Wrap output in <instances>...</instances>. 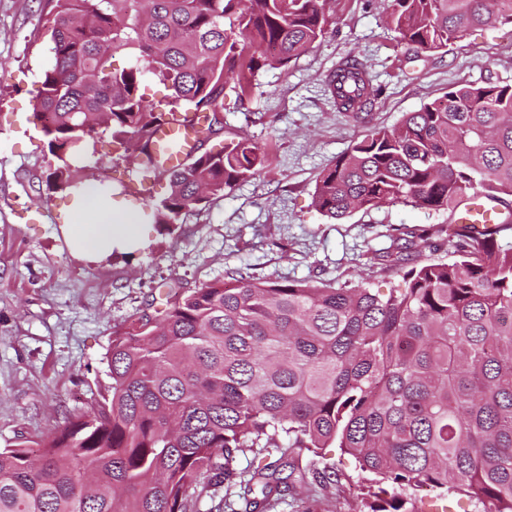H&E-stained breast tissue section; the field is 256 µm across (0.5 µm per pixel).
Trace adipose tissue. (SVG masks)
Instances as JSON below:
<instances>
[{
  "instance_id": "ef3b65f1",
  "label": "adipose tissue",
  "mask_w": 512,
  "mask_h": 512,
  "mask_svg": "<svg viewBox=\"0 0 512 512\" xmlns=\"http://www.w3.org/2000/svg\"><path fill=\"white\" fill-rule=\"evenodd\" d=\"M69 208L73 223L64 225L62 235L74 257L97 262L113 251L132 253L149 239L150 227L125 199L113 197L106 185L73 191Z\"/></svg>"
}]
</instances>
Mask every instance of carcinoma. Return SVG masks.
Here are the masks:
<instances>
[{"label": "carcinoma", "mask_w": 512, "mask_h": 512, "mask_svg": "<svg viewBox=\"0 0 512 512\" xmlns=\"http://www.w3.org/2000/svg\"><path fill=\"white\" fill-rule=\"evenodd\" d=\"M499 0H391L389 22L418 52L441 51L470 29L512 22ZM326 0H46L51 63L34 118L51 155L46 185L98 180L75 166L112 145L136 180L167 181L159 199L134 196L170 226L264 163L247 136L178 168L152 165L154 129L199 115L202 141L241 75L286 68L326 31ZM120 50L128 63L112 64ZM170 91L149 101L146 78ZM337 109L357 120L382 95L354 57L330 76ZM501 208L492 225L414 226L374 259L407 287L260 280L239 271L141 317L112 340L111 385L90 412L49 438L0 448V512H331L341 474L325 449L367 474L359 512H423L417 492L463 495L512 512V85L448 90L374 128L324 168L313 204L339 220L401 202L455 212L475 195ZM446 233L449 260L425 259ZM252 461L241 468L239 455Z\"/></svg>", "instance_id": "obj_1"}]
</instances>
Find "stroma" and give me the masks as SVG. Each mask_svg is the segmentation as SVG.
Here are the masks:
<instances>
[{
    "label": "stroma",
    "mask_w": 512,
    "mask_h": 512,
    "mask_svg": "<svg viewBox=\"0 0 512 512\" xmlns=\"http://www.w3.org/2000/svg\"><path fill=\"white\" fill-rule=\"evenodd\" d=\"M41 0H0V448L39 440L90 410L109 385L107 353L141 316L238 269L259 279L403 287L372 260L402 226L444 225L448 214L400 204L336 221L313 205L321 171L367 128H391L450 88L512 84V24L476 27L436 53H416L387 23L385 0H328L324 37L287 68H263L245 104L224 100V136L261 147L258 173L178 224L152 231L129 259H73L61 226L66 201L47 192L50 156L32 122L39 73L50 62ZM348 56L384 87L368 124L340 112L327 82ZM342 473L336 512H355L364 482L350 455L327 451Z\"/></svg>",
    "instance_id": "1"
}]
</instances>
